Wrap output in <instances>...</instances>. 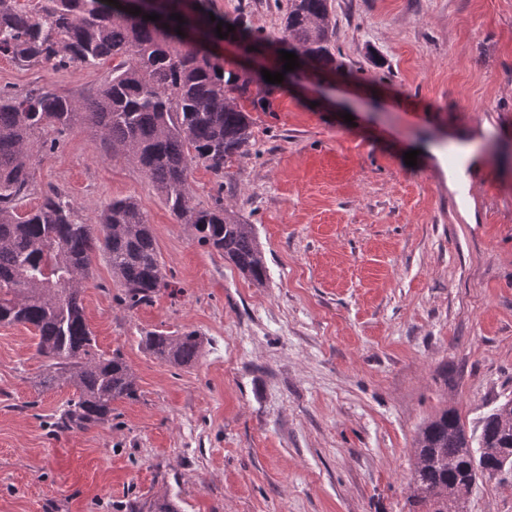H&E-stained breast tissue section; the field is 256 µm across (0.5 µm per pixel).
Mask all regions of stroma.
<instances>
[{"label": "stroma", "instance_id": "1", "mask_svg": "<svg viewBox=\"0 0 512 512\" xmlns=\"http://www.w3.org/2000/svg\"><path fill=\"white\" fill-rule=\"evenodd\" d=\"M286 5L213 0L267 33ZM332 10L336 73L290 79L252 112L249 153L189 178L194 203L223 199L254 224L264 286L178 224L90 125L35 166L24 211L51 186L90 224L135 198L169 286L132 309L94 261L87 322L139 391L86 430L58 427L73 390L42 391L33 331L0 325V512H123L164 491L181 512H412L420 425L448 407L476 434L512 397V0ZM108 71L0 57V87L90 94ZM153 330L198 331L204 353L172 367L144 349ZM467 499L512 512V476Z\"/></svg>", "mask_w": 512, "mask_h": 512}]
</instances>
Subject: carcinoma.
Masks as SVG:
<instances>
[{"label": "carcinoma", "instance_id": "1", "mask_svg": "<svg viewBox=\"0 0 512 512\" xmlns=\"http://www.w3.org/2000/svg\"><path fill=\"white\" fill-rule=\"evenodd\" d=\"M136 7L138 16L130 13ZM211 11L212 0H160L154 10L106 0H35L30 6L0 0V56L55 69L112 62L90 101L38 87L0 88V323L33 329L46 370L44 390L74 388L63 413L68 428L108 422L114 403L134 400L138 392L131 366L120 351L98 349L85 317L83 281L94 259L109 264L130 308L168 287L152 225L135 199L112 200L94 224L83 221L71 198L56 188L44 192L37 208L20 210L32 189L34 166L74 124L94 126L109 154L136 164L199 243L253 284L267 279L254 225L221 200L200 208L190 196L188 177L195 166L222 175L226 164L249 152L252 121L246 106L266 110L276 89L241 66H224L213 52L222 43L216 26L223 22L221 32L248 45L292 52L318 76L337 68L332 0H288L283 25L273 35L254 33L239 16L212 21ZM153 13L160 19H145ZM229 24L235 26L230 33ZM142 344L178 368L196 364L204 349L194 330L149 332ZM509 404L512 398L484 418L476 439L453 409L424 422L411 475L420 512H456L455 486L479 479L497 463L498 449L512 442ZM474 444L485 452L473 461L467 449ZM130 512H179V506L163 492L147 503H132Z\"/></svg>", "mask_w": 512, "mask_h": 512}]
</instances>
